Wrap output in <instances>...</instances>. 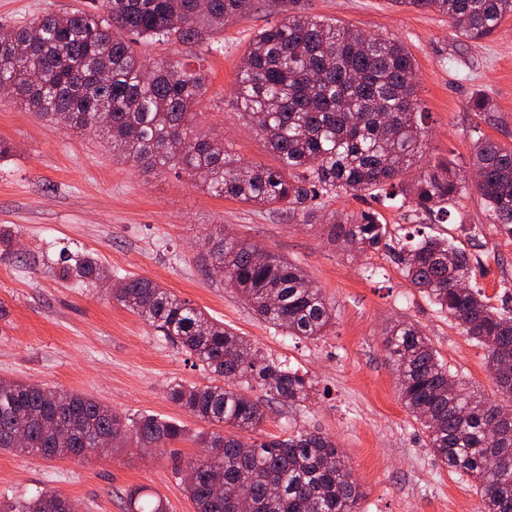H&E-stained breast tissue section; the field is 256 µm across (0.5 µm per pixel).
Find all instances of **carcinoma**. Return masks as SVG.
<instances>
[{"mask_svg":"<svg viewBox=\"0 0 512 512\" xmlns=\"http://www.w3.org/2000/svg\"><path fill=\"white\" fill-rule=\"evenodd\" d=\"M281 19L257 32L242 56L236 98L279 158L276 168L248 165L224 141L196 132L195 107L205 76L161 61L138 60L127 36L194 41L249 13L258 0H103V13L46 14L0 33V83L28 109L65 129H103L123 158L145 172L177 167L204 179L207 190L261 206L307 212L324 198L384 192L415 212L441 219L466 187L463 166L440 161L408 183L400 178L421 158L428 129L415 84L416 61L399 41L367 36L309 15L304 0H268ZM403 9L448 17L470 41L491 36L512 15V0H392ZM473 111L494 119L483 95ZM468 168L496 231L512 238V147L476 141ZM328 240L360 252L388 248L407 279L487 352L501 394L512 399V308L495 306L471 285V259L447 238L421 236L388 243L387 225L371 211L332 214ZM214 266L254 313L298 339L317 340L335 324L333 308L304 270L282 256L214 231ZM81 282L112 277L91 255L63 268ZM112 299L132 310L177 349L224 384L173 383L168 398L187 413L220 426L195 436L207 449L191 457L186 492L196 512H359L364 491L336 440L314 429L249 443L242 433L265 418L245 388L256 382L270 398L301 404L312 379L266 357L245 338L186 300L142 278H122ZM388 356L404 407L428 433L441 463L469 477L482 512H512V405L467 390L438 358L421 330L393 327ZM499 427L490 441L485 430ZM27 440L15 441L18 430ZM175 420L130 418L95 398L36 383L0 382V450L30 457L85 458L108 437L119 448L184 439ZM127 512H166L144 487L127 494ZM81 505L44 491L0 512H80Z\"/></svg>","mask_w":512,"mask_h":512,"instance_id":"carcinoma-1","label":"carcinoma"}]
</instances>
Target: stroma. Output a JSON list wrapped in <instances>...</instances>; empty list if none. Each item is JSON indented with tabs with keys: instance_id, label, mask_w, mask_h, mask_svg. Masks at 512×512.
Listing matches in <instances>:
<instances>
[{
	"instance_id": "35a3bbf8",
	"label": "stroma",
	"mask_w": 512,
	"mask_h": 512,
	"mask_svg": "<svg viewBox=\"0 0 512 512\" xmlns=\"http://www.w3.org/2000/svg\"><path fill=\"white\" fill-rule=\"evenodd\" d=\"M101 0H0V27L48 13L100 7ZM309 14L336 19L368 35L402 42L417 64L418 97L429 118L424 164L468 160L477 138L512 146V17L477 41L457 36L433 11L402 9L391 0H306ZM275 18L259 9L198 42L139 39L145 62L166 60L202 70L206 91L197 107L200 133L222 137L234 157L275 168L278 157L240 113L235 98L242 55ZM496 105L487 122L469 108L475 94ZM0 227L14 236L0 245V380L35 382L88 394L117 412L155 415L185 426L187 440L165 448L127 444L82 460H46L0 452V502L53 490L83 512H126V494L149 487L167 512H194L181 469L199 455L191 434L208 423L172 403L180 382L211 383L212 374L176 349L104 284L62 280L63 259L92 254L114 276L151 280L245 337L265 356L313 380L308 401L288 405L255 385L265 406L255 440L317 428L336 440L365 492L360 512H481L470 481L441 465L421 424L403 407L398 373L388 357L393 326H418L466 387L501 400L485 350L406 280L383 249L357 254L328 242L332 212L372 210L392 237L415 229L453 239L469 254L475 282L491 298L512 282V238L497 235L476 191H467L445 222L421 220L385 194L329 198L308 214L217 197L184 173H146L121 160L104 133L84 135L39 118L15 95H0ZM481 235H473L474 227ZM297 264L321 288L336 323L327 336L299 340L260 320L224 285L206 239L215 228ZM374 268L378 277L369 278Z\"/></svg>"
}]
</instances>
